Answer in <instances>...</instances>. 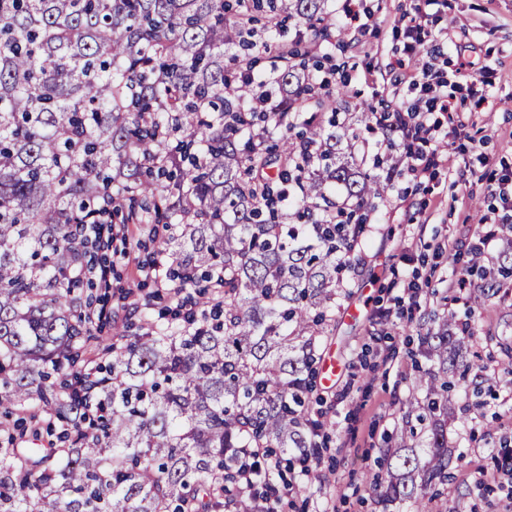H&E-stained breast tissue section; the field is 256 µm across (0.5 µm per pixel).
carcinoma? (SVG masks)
<instances>
[{"instance_id":"carcinoma-1","label":"carcinoma","mask_w":512,"mask_h":512,"mask_svg":"<svg viewBox=\"0 0 512 512\" xmlns=\"http://www.w3.org/2000/svg\"><path fill=\"white\" fill-rule=\"evenodd\" d=\"M327 0H0V512H258L239 491V448L288 458L312 442L320 346L365 265L359 235L386 185L310 82L304 35L276 44L252 80L260 16L318 25ZM282 93L276 117L252 111ZM341 184L347 200L336 201ZM173 224L163 242L177 315L117 333L77 368L94 330L100 236L83 224ZM471 333L420 334L438 370L405 419L448 416V382ZM78 379L81 387L72 389ZM59 432L63 448H30ZM379 502L425 512L448 484V433L409 425L387 455Z\"/></svg>"}]
</instances>
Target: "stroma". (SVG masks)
<instances>
[{
    "label": "stroma",
    "instance_id": "35a3bbf8",
    "mask_svg": "<svg viewBox=\"0 0 512 512\" xmlns=\"http://www.w3.org/2000/svg\"><path fill=\"white\" fill-rule=\"evenodd\" d=\"M416 0H359L370 15L367 28L336 29V58L350 78L342 93L347 112L377 104L390 69L403 62L405 73L421 69L424 59L403 52L395 25L413 14ZM441 28L448 32L441 69L457 107L450 124L451 161L441 163L422 184L395 176V187L371 216L367 263L352 278L350 304L359 314H337L336 327L322 349L341 365L340 380L352 381L350 393L336 402L334 388L318 386L320 412L333 424L321 432L323 479L317 492L294 494L291 512H407L406 506L382 509L372 483L386 479L378 464L402 428L409 401L417 398L415 379L431 362L417 343L433 319H469L466 372L452 369L456 388L448 424L450 478L429 512H512V471L502 468L503 450L512 451V374L506 349L512 346V278L498 268L512 239V211L496 193L500 175L512 173V0H447ZM493 232L494 240L467 274L455 253L461 244ZM160 224H132L126 237H114L104 299L109 323L86 355L97 359L120 329L145 330L143 312L164 317L179 302L172 290L140 277L137 266L163 260ZM416 283L417 308L401 302L403 286ZM484 286L488 297L473 305L471 293ZM391 309L388 321L379 314Z\"/></svg>",
    "mask_w": 512,
    "mask_h": 512
}]
</instances>
